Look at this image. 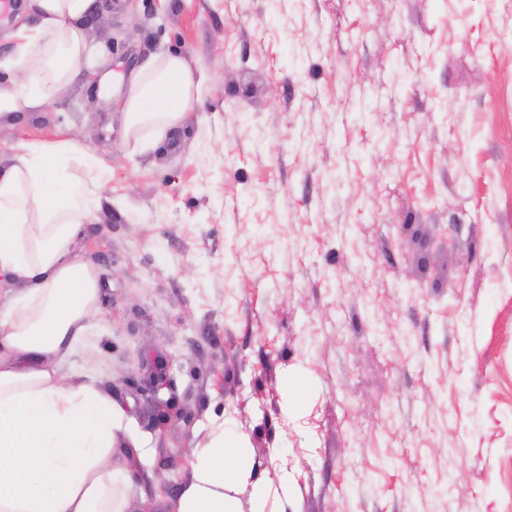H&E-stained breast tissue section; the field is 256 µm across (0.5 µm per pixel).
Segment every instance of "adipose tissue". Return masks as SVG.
I'll return each mask as SVG.
<instances>
[{"label":"adipose tissue","instance_id":"obj_1","mask_svg":"<svg viewBox=\"0 0 512 512\" xmlns=\"http://www.w3.org/2000/svg\"><path fill=\"white\" fill-rule=\"evenodd\" d=\"M95 0H30L38 24L20 32L15 58L0 59V115L38 110L96 54L85 20ZM198 83L186 59L167 54L130 79L124 138L180 129ZM67 141L29 144L0 167V279L23 283L0 305V512H127L134 471L113 466L124 409L91 372L60 367L84 343L98 310L99 273L71 250L94 214L93 189L71 168ZM190 480L173 512H269L271 492L252 479L244 438L214 432L194 449Z\"/></svg>","mask_w":512,"mask_h":512}]
</instances>
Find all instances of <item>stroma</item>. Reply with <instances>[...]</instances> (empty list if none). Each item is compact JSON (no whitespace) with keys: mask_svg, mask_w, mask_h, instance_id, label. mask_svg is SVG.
Instances as JSON below:
<instances>
[{"mask_svg":"<svg viewBox=\"0 0 512 512\" xmlns=\"http://www.w3.org/2000/svg\"><path fill=\"white\" fill-rule=\"evenodd\" d=\"M508 31L512 0H100L95 63L0 117V167L66 140L100 176L62 372L125 411L128 512H170L217 427L274 512H512ZM167 53L198 101L133 147L99 79Z\"/></svg>","mask_w":512,"mask_h":512,"instance_id":"1","label":"stroma"}]
</instances>
